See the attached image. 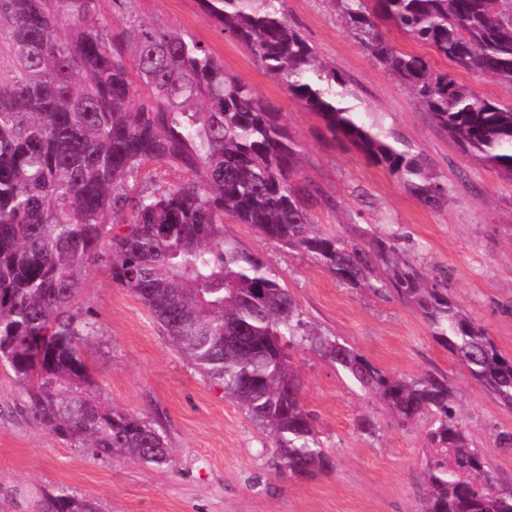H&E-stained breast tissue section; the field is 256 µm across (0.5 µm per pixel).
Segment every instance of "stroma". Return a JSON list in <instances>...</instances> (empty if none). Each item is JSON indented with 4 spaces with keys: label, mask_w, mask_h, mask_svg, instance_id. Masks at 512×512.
I'll return each instance as SVG.
<instances>
[{
    "label": "stroma",
    "mask_w": 512,
    "mask_h": 512,
    "mask_svg": "<svg viewBox=\"0 0 512 512\" xmlns=\"http://www.w3.org/2000/svg\"><path fill=\"white\" fill-rule=\"evenodd\" d=\"M284 8L344 76L362 110L414 145L447 180V204H422L352 144L333 138L318 116L218 30L198 0H142L145 17L203 42L226 75L248 82L282 112L300 146L303 173L335 201L314 209L321 229L354 237L371 226L397 236L407 257L427 275L445 279L449 299L512 358V183L461 152L362 50L331 0H284ZM224 234L263 257L314 329L344 340L389 373L447 376L472 447L497 482L512 489V450L499 440L512 432V410L468 376L409 306L339 283L314 260L265 240L249 225L225 220ZM77 304L97 323L82 349L98 398L159 422L174 461L158 467L123 456L93 459L38 425L12 372L0 367V512H42L46 494L59 487L96 502L99 512H418L426 489V420L400 422L309 345H292L288 353L332 468L300 477L276 467L270 433L202 377L104 267L87 271ZM363 420L373 431L360 429Z\"/></svg>",
    "instance_id": "35a3bbf8"
}]
</instances>
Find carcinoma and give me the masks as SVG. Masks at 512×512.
Returning <instances> with one entry per match:
<instances>
[{
  "label": "carcinoma",
  "mask_w": 512,
  "mask_h": 512,
  "mask_svg": "<svg viewBox=\"0 0 512 512\" xmlns=\"http://www.w3.org/2000/svg\"><path fill=\"white\" fill-rule=\"evenodd\" d=\"M330 2L370 58L464 153L512 181V103L457 77L512 90V0ZM199 3L333 137L422 203L448 202L447 180L422 153L360 117L346 80L288 20L283 0ZM386 27L448 60L452 71L401 50ZM2 42L9 56L0 65V365L35 421L96 458L173 462L160 425L96 398L81 344L97 325L76 300L86 269L102 263L188 362L271 432L278 468L300 476L330 466L282 345L287 336L310 343L401 422L431 418L421 512H512V490L471 446L447 377L392 375L348 343L309 330L264 259L224 237V218H233L349 288L395 295L512 409V360L448 299L445 283L426 278L395 239L371 228L351 239L318 228L312 210L330 199L301 173L299 144L278 109L225 75L202 42L144 18L141 0H0ZM159 161L185 178L149 192L129 184ZM116 224L123 233H112ZM43 512L96 508L59 488Z\"/></svg>",
  "instance_id": "cac0c4a2"
}]
</instances>
